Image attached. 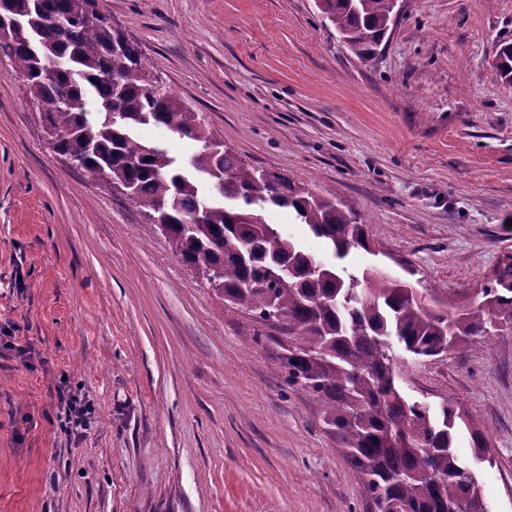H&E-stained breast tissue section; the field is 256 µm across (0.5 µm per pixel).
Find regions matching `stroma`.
I'll return each instance as SVG.
<instances>
[{"mask_svg": "<svg viewBox=\"0 0 512 512\" xmlns=\"http://www.w3.org/2000/svg\"><path fill=\"white\" fill-rule=\"evenodd\" d=\"M166 90L246 163L355 208L378 252L439 298L512 252V86L492 60L512 0H398L366 63L315 0H98ZM0 55V512H364L282 333L201 283L147 215L50 148ZM267 223L319 258L293 214ZM25 353H18V346ZM407 400L485 427L492 512H512V330L427 361ZM94 415L62 428L57 392Z\"/></svg>", "mask_w": 512, "mask_h": 512, "instance_id": "1", "label": "stroma"}]
</instances>
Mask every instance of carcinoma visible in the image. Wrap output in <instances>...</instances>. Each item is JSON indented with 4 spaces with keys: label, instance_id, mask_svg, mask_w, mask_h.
Segmentation results:
<instances>
[{
    "label": "carcinoma",
    "instance_id": "carcinoma-1",
    "mask_svg": "<svg viewBox=\"0 0 512 512\" xmlns=\"http://www.w3.org/2000/svg\"><path fill=\"white\" fill-rule=\"evenodd\" d=\"M89 19L76 0H3L0 15L13 19L0 53L39 101L52 150L78 160L90 182L108 178L132 189V200L177 237L176 252L189 266L217 272L214 290L244 305L261 322L288 329L277 365L290 385L300 384L324 404V423L340 440L339 452L358 474L370 512H463L483 497L456 453L460 428L475 454L491 458L485 432L448 400L435 412L408 402L396 386L395 348L416 358L462 347L469 339L512 327V254L481 284L478 303L464 314L432 306L418 290L369 271L328 265L284 238L274 224H251L243 213L286 208L331 242L334 256L370 250L366 225L337 201L313 194L281 173L246 166L207 129L198 113L167 90H145L146 62L139 45L112 28L98 9ZM321 13L357 57L373 61L392 26L394 0H322ZM56 16L61 29L43 20ZM124 40L122 56L114 42ZM59 69H41L45 56ZM496 72L512 83V43L496 54ZM123 118L112 122V113ZM163 126L201 143L192 156L195 175L182 173L163 148L141 141L136 130Z\"/></svg>",
    "mask_w": 512,
    "mask_h": 512
}]
</instances>
